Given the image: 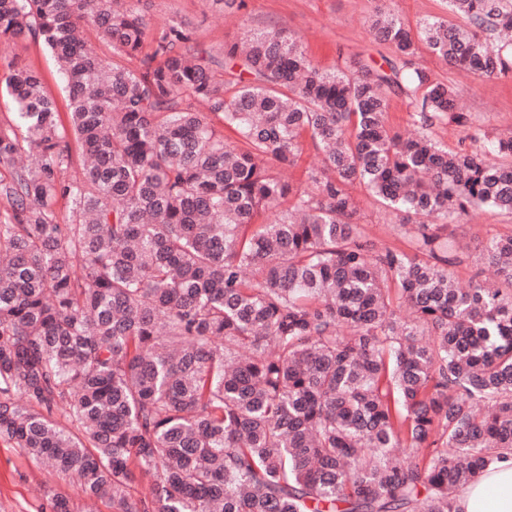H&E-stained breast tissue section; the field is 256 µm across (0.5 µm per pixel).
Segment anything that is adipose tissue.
<instances>
[{
  "label": "adipose tissue",
  "instance_id": "ef3b65f1",
  "mask_svg": "<svg viewBox=\"0 0 512 512\" xmlns=\"http://www.w3.org/2000/svg\"><path fill=\"white\" fill-rule=\"evenodd\" d=\"M458 512H512V455L460 488Z\"/></svg>",
  "mask_w": 512,
  "mask_h": 512
}]
</instances>
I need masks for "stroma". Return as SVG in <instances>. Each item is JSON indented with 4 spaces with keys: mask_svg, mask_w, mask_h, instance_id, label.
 <instances>
[{
    "mask_svg": "<svg viewBox=\"0 0 512 512\" xmlns=\"http://www.w3.org/2000/svg\"><path fill=\"white\" fill-rule=\"evenodd\" d=\"M379 6L413 26L431 16L447 21L452 18L444 0H246L241 10L212 4L211 0L142 2L153 26L172 19L188 23L198 42L216 58H223L225 46L242 42L248 31L276 25L301 37L318 64L329 70L354 59L379 66L390 56V47L375 41L368 30L369 17ZM5 54L40 68L59 112H67L68 98L58 81L54 59L43 45L27 41L7 48ZM419 62L433 78L456 90L459 110L468 118L464 124L436 123L430 129L433 137L455 148L469 145L471 134L477 130L491 137L512 132V73L479 78L438 62L426 51L421 52ZM359 201L366 236L378 246L411 251L396 214L386 212L368 195H360ZM510 233L512 216L488 210L449 226L450 240L469 247V259L456 269L460 288H467L477 273L492 278V270L479 259L480 244L490 236ZM49 490L69 496L74 503L82 501L68 478L44 470L18 449L0 444V512H44Z\"/></svg>",
    "mask_w": 512,
    "mask_h": 512,
    "instance_id": "stroma-1",
    "label": "stroma"
}]
</instances>
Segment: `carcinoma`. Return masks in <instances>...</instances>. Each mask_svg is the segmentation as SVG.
Returning <instances> with one entry per match:
<instances>
[{
  "label": "carcinoma",
  "instance_id": "1",
  "mask_svg": "<svg viewBox=\"0 0 512 512\" xmlns=\"http://www.w3.org/2000/svg\"><path fill=\"white\" fill-rule=\"evenodd\" d=\"M141 2L0 0V44L47 46L69 100L64 121L5 60L0 443L114 512H457L512 451V234L482 246L499 281L462 291L448 225L512 215V136L404 140L386 109L466 123L418 43L512 73V0H448L464 23L415 36L379 8L387 68L333 70L275 26L219 61ZM305 136L322 162L302 189L281 169ZM356 189L412 225L414 255L366 238Z\"/></svg>",
  "mask_w": 512,
  "mask_h": 512
}]
</instances>
